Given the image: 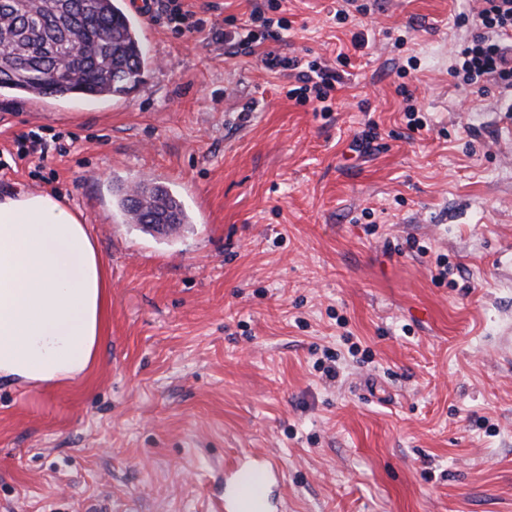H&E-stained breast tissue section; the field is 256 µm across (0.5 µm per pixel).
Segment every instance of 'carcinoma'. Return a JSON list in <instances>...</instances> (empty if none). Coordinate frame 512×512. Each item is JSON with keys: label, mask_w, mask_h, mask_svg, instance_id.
Here are the masks:
<instances>
[{"label": "carcinoma", "mask_w": 512, "mask_h": 512, "mask_svg": "<svg viewBox=\"0 0 512 512\" xmlns=\"http://www.w3.org/2000/svg\"><path fill=\"white\" fill-rule=\"evenodd\" d=\"M0 93L69 98L121 97L147 60L122 0H0ZM131 223H190L167 189L144 181L119 194Z\"/></svg>", "instance_id": "carcinoma-1"}]
</instances>
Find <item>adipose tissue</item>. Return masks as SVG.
Instances as JSON below:
<instances>
[{
	"mask_svg": "<svg viewBox=\"0 0 512 512\" xmlns=\"http://www.w3.org/2000/svg\"><path fill=\"white\" fill-rule=\"evenodd\" d=\"M109 286L80 212L50 193L0 198V378L83 376L97 359Z\"/></svg>",
	"mask_w": 512,
	"mask_h": 512,
	"instance_id": "obj_1",
	"label": "adipose tissue"
}]
</instances>
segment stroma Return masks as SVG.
Instances as JSON below:
<instances>
[{
  "label": "stroma",
  "mask_w": 512,
  "mask_h": 512,
  "mask_svg": "<svg viewBox=\"0 0 512 512\" xmlns=\"http://www.w3.org/2000/svg\"><path fill=\"white\" fill-rule=\"evenodd\" d=\"M185 2L290 28L231 56L126 0L149 57L128 95L0 97V196L81 212L112 284L85 377L0 381V512H217L243 449L281 468V512H512V112L450 74L479 0H362L348 23L341 0ZM269 52L348 56L333 111L288 99ZM33 131L60 152L18 159ZM144 178L179 233L125 223L116 190Z\"/></svg>",
  "instance_id": "stroma-1"
}]
</instances>
